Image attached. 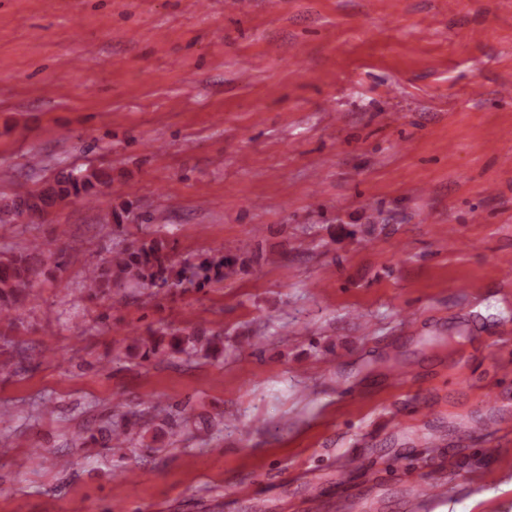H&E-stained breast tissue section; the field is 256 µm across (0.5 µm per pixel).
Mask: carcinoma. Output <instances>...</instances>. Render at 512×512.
Returning a JSON list of instances; mask_svg holds the SVG:
<instances>
[{
	"instance_id": "obj_1",
	"label": "carcinoma",
	"mask_w": 512,
	"mask_h": 512,
	"mask_svg": "<svg viewBox=\"0 0 512 512\" xmlns=\"http://www.w3.org/2000/svg\"><path fill=\"white\" fill-rule=\"evenodd\" d=\"M92 178V174H63L36 191L15 194L0 206V212L13 221L30 219L47 213L58 202L72 197L93 198L96 192ZM47 252L48 249L34 242L19 252L0 255V328L11 325L14 306L30 291L35 279L44 273ZM236 265L237 260L229 248L176 268L168 261L163 240H135L113 250L105 263L89 269L85 281L86 288L102 294L114 288H181L185 284L201 289L233 277ZM167 336L166 350L171 356H208L224 350V337L210 334L205 329H195L190 333L173 329ZM107 441L121 448L132 444L133 438L128 427L116 425L107 431Z\"/></svg>"
}]
</instances>
